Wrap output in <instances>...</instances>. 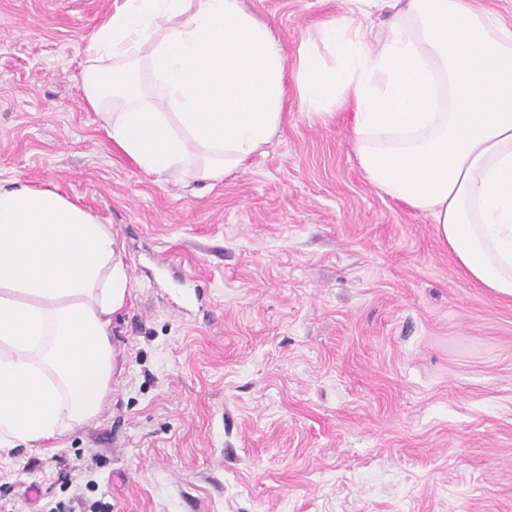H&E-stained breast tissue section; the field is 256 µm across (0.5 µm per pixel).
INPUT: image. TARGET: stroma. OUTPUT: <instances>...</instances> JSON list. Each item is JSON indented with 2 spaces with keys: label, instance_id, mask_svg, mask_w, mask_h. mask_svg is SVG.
<instances>
[{
  "label": "stroma",
  "instance_id": "1",
  "mask_svg": "<svg viewBox=\"0 0 512 512\" xmlns=\"http://www.w3.org/2000/svg\"><path fill=\"white\" fill-rule=\"evenodd\" d=\"M286 56L346 0H244ZM114 0H0V184L116 237L130 296L99 415L0 450V512H512V297L374 186L289 89L220 180L145 174L84 98Z\"/></svg>",
  "mask_w": 512,
  "mask_h": 512
}]
</instances>
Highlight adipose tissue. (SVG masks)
<instances>
[{
	"label": "adipose tissue",
	"mask_w": 512,
	"mask_h": 512,
	"mask_svg": "<svg viewBox=\"0 0 512 512\" xmlns=\"http://www.w3.org/2000/svg\"><path fill=\"white\" fill-rule=\"evenodd\" d=\"M346 2L318 30L330 65L305 40L286 58L241 0H125L89 40L85 101L145 172L218 180L275 135L294 73L314 114L351 104L371 182L429 214L468 279L512 296V26L470 0ZM129 291L92 212L0 185V446L97 416Z\"/></svg>",
	"instance_id": "1"
}]
</instances>
